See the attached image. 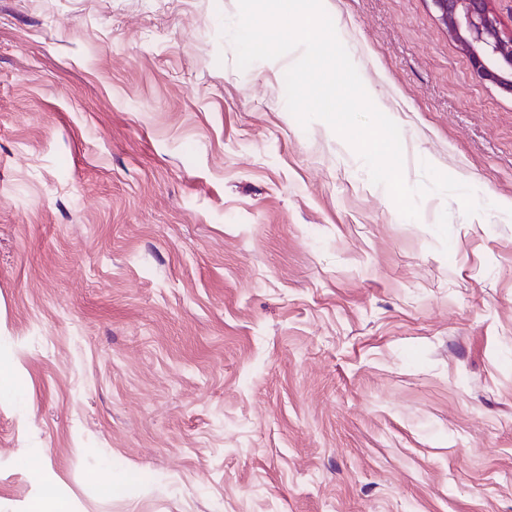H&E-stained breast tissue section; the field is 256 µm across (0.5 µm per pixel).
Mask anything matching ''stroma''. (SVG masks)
<instances>
[{"label": "stroma", "mask_w": 512, "mask_h": 512, "mask_svg": "<svg viewBox=\"0 0 512 512\" xmlns=\"http://www.w3.org/2000/svg\"><path fill=\"white\" fill-rule=\"evenodd\" d=\"M322 2L479 213L404 218L238 0H0V512H512V95L430 0Z\"/></svg>", "instance_id": "obj_1"}]
</instances>
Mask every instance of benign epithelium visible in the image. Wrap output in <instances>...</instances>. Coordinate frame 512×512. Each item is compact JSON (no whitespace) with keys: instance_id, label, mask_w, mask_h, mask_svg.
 Here are the masks:
<instances>
[{"instance_id":"obj_1","label":"benign epithelium","mask_w":512,"mask_h":512,"mask_svg":"<svg viewBox=\"0 0 512 512\" xmlns=\"http://www.w3.org/2000/svg\"><path fill=\"white\" fill-rule=\"evenodd\" d=\"M438 22L468 57L474 75L512 93V29L502 26L494 0H430Z\"/></svg>"}]
</instances>
